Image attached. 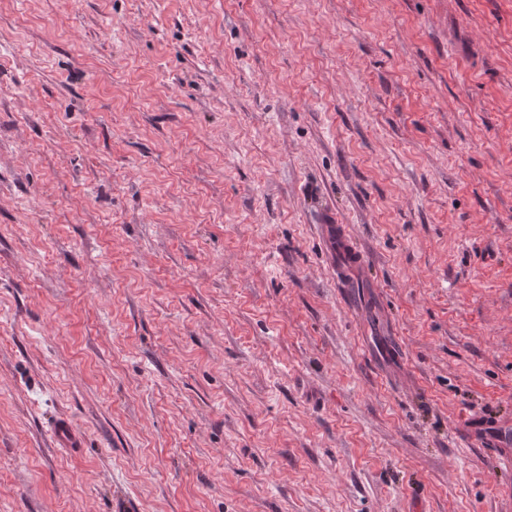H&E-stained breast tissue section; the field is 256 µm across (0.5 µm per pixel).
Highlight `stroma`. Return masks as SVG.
<instances>
[{"label": "stroma", "instance_id": "1", "mask_svg": "<svg viewBox=\"0 0 512 512\" xmlns=\"http://www.w3.org/2000/svg\"><path fill=\"white\" fill-rule=\"evenodd\" d=\"M495 423L512 0H0V512H512ZM336 219L325 215L321 220V230L331 252L336 256V268L346 274L361 265L362 253L352 238H345L343 224H335ZM54 443L60 448H79L81 438L73 426L65 420H57L52 426Z\"/></svg>", "mask_w": 512, "mask_h": 512}]
</instances>
